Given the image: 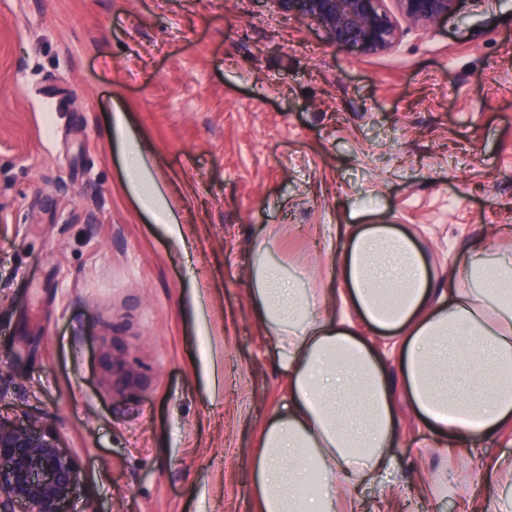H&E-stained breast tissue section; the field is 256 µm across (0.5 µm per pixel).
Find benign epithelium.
<instances>
[{
	"label": "benign epithelium",
	"mask_w": 512,
	"mask_h": 512,
	"mask_svg": "<svg viewBox=\"0 0 512 512\" xmlns=\"http://www.w3.org/2000/svg\"><path fill=\"white\" fill-rule=\"evenodd\" d=\"M383 0H275L290 15L307 17L340 48L376 53L390 48L398 24ZM403 19L432 27L456 12L460 0H396ZM81 480L73 457L49 428L0 418V512H64Z\"/></svg>",
	"instance_id": "7a95c632"
}]
</instances>
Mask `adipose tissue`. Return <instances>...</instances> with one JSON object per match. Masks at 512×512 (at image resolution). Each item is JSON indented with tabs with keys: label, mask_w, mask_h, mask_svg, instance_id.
<instances>
[{
	"label": "adipose tissue",
	"mask_w": 512,
	"mask_h": 512,
	"mask_svg": "<svg viewBox=\"0 0 512 512\" xmlns=\"http://www.w3.org/2000/svg\"><path fill=\"white\" fill-rule=\"evenodd\" d=\"M107 135L123 149L127 187L165 223L177 218L148 159L127 138L125 112ZM339 305L330 289L296 288L260 244L250 266L258 322L272 335L287 377V401L264 425L252 463L258 512H336L338 498L374 485L393 464L394 416L382 357L361 338L365 321L389 334L409 394L435 428L462 440L512 423V257L463 267L458 287L432 285L418 242L387 224H348ZM319 490L303 491L308 470Z\"/></svg>",
	"instance_id": "ef3b65f1"
}]
</instances>
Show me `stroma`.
<instances>
[{
    "mask_svg": "<svg viewBox=\"0 0 512 512\" xmlns=\"http://www.w3.org/2000/svg\"><path fill=\"white\" fill-rule=\"evenodd\" d=\"M398 27L364 55L273 0H0V418L51 425L68 512H257L286 385L250 298L261 240L301 288L341 287L336 224L410 231L440 288L512 253V0ZM118 108L179 234L126 193ZM388 372L400 492L344 512H496L512 478L476 476L512 427L461 446Z\"/></svg>",
    "mask_w": 512,
    "mask_h": 512,
    "instance_id": "obj_1",
    "label": "stroma"
}]
</instances>
